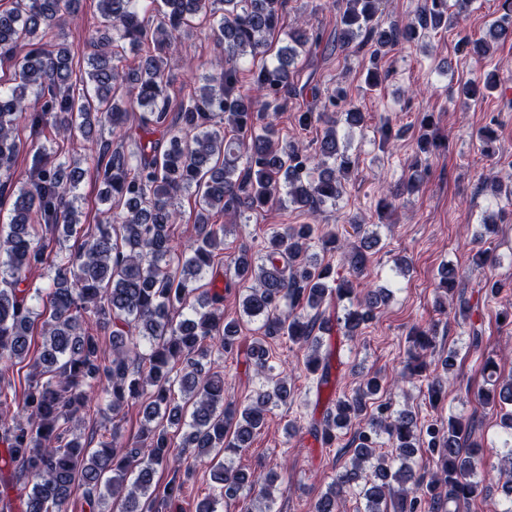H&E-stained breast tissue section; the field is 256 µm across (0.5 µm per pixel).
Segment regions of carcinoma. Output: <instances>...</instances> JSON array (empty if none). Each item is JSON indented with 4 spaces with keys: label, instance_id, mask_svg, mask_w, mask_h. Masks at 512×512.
Instances as JSON below:
<instances>
[{
    "label": "carcinoma",
    "instance_id": "cac0c4a2",
    "mask_svg": "<svg viewBox=\"0 0 512 512\" xmlns=\"http://www.w3.org/2000/svg\"><path fill=\"white\" fill-rule=\"evenodd\" d=\"M343 2L336 45L371 49L366 86L372 91L386 76V50L448 29L474 0H423L402 25L380 20V0ZM78 6L79 0L0 6V205L12 199L0 223V512H68L78 491L88 512H179L196 462L205 458L213 462L216 486L198 512H215L221 500L236 502L238 512H273L278 476L228 465L221 456L250 447L271 409L293 398L288 382L275 374L269 341L286 337L307 345L305 370L320 389L334 358L323 335L337 324L353 339L388 298L372 293L357 299L351 279L304 255L319 246L340 254L359 274L377 239L356 244L318 224L271 228L257 249L243 248L230 259L242 314L227 319L224 290L205 280L223 263L224 225L212 217L236 219L274 204L311 214L336 206L354 165L339 129L362 128L366 116L356 108L300 113L302 126H323L311 151L280 137L269 116L286 106L289 66L312 38L295 27L282 44L285 0H96L99 26L86 37V66L77 71L62 19ZM195 20L209 24L224 57L172 118L167 54ZM488 36L473 42L479 58H490L492 44L512 36V12ZM126 43L148 47L133 69L124 64ZM247 57L258 66L245 88L239 64ZM496 87V73L484 71L451 96L465 103ZM132 118L138 130L133 150L121 137L104 143L91 138L94 121L116 130ZM24 129L29 135L23 141ZM48 129L63 140L78 133L89 143L109 213L92 233L78 205L82 159L47 161ZM22 152L31 156V178L16 186L12 167ZM481 181L512 205L511 176ZM184 194L194 198L196 238L189 253L178 255L173 224ZM48 236L80 245L50 262L42 243ZM46 263L54 270L50 284L31 288L27 272ZM332 296L349 302L334 319L325 306ZM246 323L255 325L246 356L262 388L239 405L226 400L224 376L208 364L214 353L239 354ZM38 325L42 351L31 358ZM407 342L401 380L411 383L435 349L434 329L417 325ZM23 362L29 371L22 404L13 411L8 399H17V390L5 383V372ZM381 388L379 377L365 379L352 395L329 399L322 419L312 423L311 434L324 445L336 441L338 430L353 431L349 446L340 449L351 454L350 464L336 473L314 512H341L350 494L364 500V512H447L487 492L475 470L483 448L469 441L461 420L420 426L408 410L372 405ZM445 392L443 378L428 381L430 405ZM91 394L105 396L114 417L141 404L137 439H123L114 423L95 447L82 441L79 413ZM481 401L499 408L505 438L497 454L507 475L502 512H512V377L481 393ZM173 431L182 434L193 461L171 464ZM384 437L393 448L389 455L378 452ZM421 446L436 458L431 474L415 462ZM160 470L167 471L163 482L156 479ZM245 486L257 490L263 507L239 497Z\"/></svg>",
    "mask_w": 512,
    "mask_h": 512
}]
</instances>
